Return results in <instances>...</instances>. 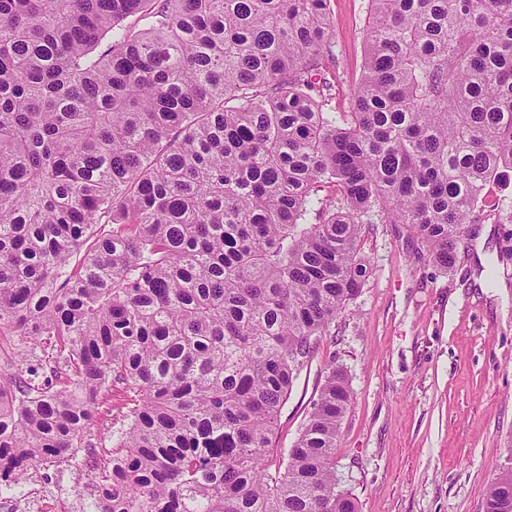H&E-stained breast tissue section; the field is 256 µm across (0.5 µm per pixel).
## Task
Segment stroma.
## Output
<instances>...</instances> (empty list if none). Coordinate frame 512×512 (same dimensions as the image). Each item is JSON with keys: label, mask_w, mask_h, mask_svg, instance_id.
Returning <instances> with one entry per match:
<instances>
[{"label": "stroma", "mask_w": 512, "mask_h": 512, "mask_svg": "<svg viewBox=\"0 0 512 512\" xmlns=\"http://www.w3.org/2000/svg\"><path fill=\"white\" fill-rule=\"evenodd\" d=\"M349 105L367 33V0H331ZM361 293L294 382L273 445L291 448L331 367L353 397L335 453L359 512H484L487 484L512 467V224L486 218L453 269L434 266L402 224H367ZM100 472L46 463L20 484L39 498L63 485L54 512H83Z\"/></svg>", "instance_id": "obj_1"}]
</instances>
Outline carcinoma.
Segmentation results:
<instances>
[{
    "instance_id": "1",
    "label": "carcinoma",
    "mask_w": 512,
    "mask_h": 512,
    "mask_svg": "<svg viewBox=\"0 0 512 512\" xmlns=\"http://www.w3.org/2000/svg\"><path fill=\"white\" fill-rule=\"evenodd\" d=\"M345 111L330 0H0V478L94 449L93 512H357L334 455L351 401L293 381L369 274L364 224L443 270L512 172V0H368ZM512 224V198L492 205ZM485 512H512V470ZM114 396L111 401L106 405L100 407L98 414L90 425L93 441L97 447L98 462L102 457H108L112 453V415L115 414V409L112 410V405H117L120 401L119 393L114 391Z\"/></svg>"
}]
</instances>
